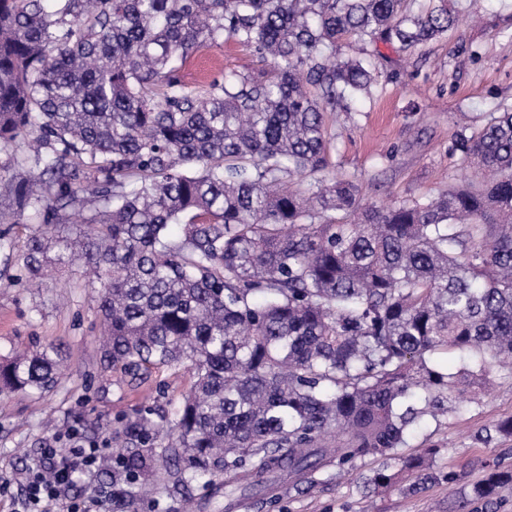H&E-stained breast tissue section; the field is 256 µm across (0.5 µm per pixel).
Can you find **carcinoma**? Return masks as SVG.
Wrapping results in <instances>:
<instances>
[{
    "instance_id": "cac0c4a2",
    "label": "carcinoma",
    "mask_w": 512,
    "mask_h": 512,
    "mask_svg": "<svg viewBox=\"0 0 512 512\" xmlns=\"http://www.w3.org/2000/svg\"><path fill=\"white\" fill-rule=\"evenodd\" d=\"M415 2L0 0V181L37 224L0 249L28 285L77 256L93 268L104 368L127 385L194 378L173 412L112 419V512L153 504L158 455L177 486L222 476L267 506L283 480L367 457L374 490L460 484L399 449L512 357V108L457 133L466 179L361 210L325 127L370 93L378 44L411 52L457 24L450 0ZM226 39L271 76L183 86V61ZM84 202L88 231L56 236ZM61 359L58 343L1 360L0 394L51 390ZM483 468L463 512L512 484Z\"/></svg>"
}]
</instances>
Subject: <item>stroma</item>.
Wrapping results in <instances>:
<instances>
[{"label":"stroma","mask_w":512,"mask_h":512,"mask_svg":"<svg viewBox=\"0 0 512 512\" xmlns=\"http://www.w3.org/2000/svg\"><path fill=\"white\" fill-rule=\"evenodd\" d=\"M460 24L448 37L413 52L390 46L371 94L350 111L328 113L326 128L335 151L337 177L353 181L364 206L425 199L446 189L459 173L450 146L463 122L480 126L491 113L512 106V0H455ZM199 55L222 61L226 73H270L253 49L227 40L205 45ZM19 270L0 258V355L28 347L30 340L63 346V376L43 394L0 397V512H24L25 477L55 427L73 428L103 448L112 446V418L153 402L179 405L192 378L187 369L152 373L130 387L104 368L99 349L102 322L99 289L79 266L49 270L39 287L16 284ZM512 416V372L495 370L479 402L417 429L408 453L438 444L437 470H454L463 483L482 478L474 460L512 470V439H485L486 430ZM359 462L340 482L310 489L282 487L280 512H458L455 495L432 483L414 496L367 492L362 478L380 467ZM156 512H224V489L174 486L167 474L154 483Z\"/></svg>","instance_id":"stroma-1"}]
</instances>
